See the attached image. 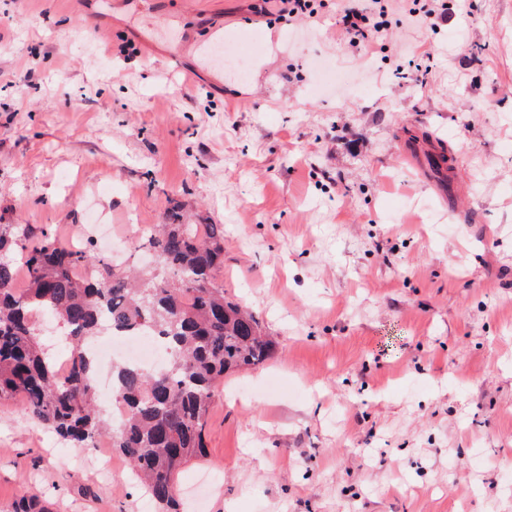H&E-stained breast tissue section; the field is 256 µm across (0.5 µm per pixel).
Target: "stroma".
Instances as JSON below:
<instances>
[{
    "label": "stroma",
    "mask_w": 512,
    "mask_h": 512,
    "mask_svg": "<svg viewBox=\"0 0 512 512\" xmlns=\"http://www.w3.org/2000/svg\"><path fill=\"white\" fill-rule=\"evenodd\" d=\"M250 5L0 0V222L105 224L131 263L174 205L223 225L224 293L277 350L225 380L183 512H512V0L398 10L370 52L341 0ZM113 459L0 397V512H155ZM264 4L276 3L275 20L288 21L291 25L296 21H305L314 24L321 19L324 3L322 0H262ZM415 8L412 13L423 17L426 21L429 20L431 27H437L436 21L448 16L450 11L454 8L456 0H412ZM429 2H437L435 4Z\"/></svg>",
    "instance_id": "35a3bbf8"
}]
</instances>
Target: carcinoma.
Wrapping results in <instances>:
<instances>
[{
    "label": "carcinoma",
    "instance_id": "1",
    "mask_svg": "<svg viewBox=\"0 0 512 512\" xmlns=\"http://www.w3.org/2000/svg\"><path fill=\"white\" fill-rule=\"evenodd\" d=\"M179 213L151 225L134 248L155 266L124 271L92 240L77 248L47 228L0 223V396L19 397L22 412L59 440L91 448L112 434L111 447L130 462L158 512H178L176 476L206 455L204 431L224 378L274 354L260 320L224 296V225L185 224ZM95 269L79 277L82 267ZM24 273L25 293L13 283ZM53 319L67 331L70 368L57 372L38 325ZM148 330L163 346L167 368H112V422L97 404L95 363L87 345L105 331Z\"/></svg>",
    "mask_w": 512,
    "mask_h": 512
}]
</instances>
